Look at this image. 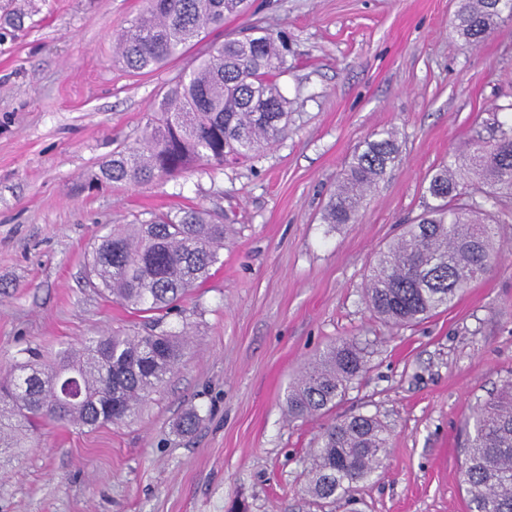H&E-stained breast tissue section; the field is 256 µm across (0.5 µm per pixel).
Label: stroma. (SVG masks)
<instances>
[{"label": "stroma", "mask_w": 512, "mask_h": 512, "mask_svg": "<svg viewBox=\"0 0 512 512\" xmlns=\"http://www.w3.org/2000/svg\"><path fill=\"white\" fill-rule=\"evenodd\" d=\"M459 0H255L213 40L257 27L287 39L285 136L258 159L149 184L100 180L136 145L182 67L134 75L113 62L144 0H0V370L20 350L52 362L89 339L183 334L176 371L120 425L43 420L0 455V512H469L472 408L512 376V222L491 269L408 328L373 318L363 293L380 249L428 205V175L511 114L512 21L458 37ZM398 162L355 222L323 211L354 151L386 128ZM201 207L229 238L177 312L155 319L88 285L92 244L117 224ZM353 337L366 368L332 413L289 421L307 362ZM197 412L189 433L177 424ZM379 419L390 443L356 506L320 509L308 458L334 418Z\"/></svg>", "instance_id": "35a3bbf8"}]
</instances>
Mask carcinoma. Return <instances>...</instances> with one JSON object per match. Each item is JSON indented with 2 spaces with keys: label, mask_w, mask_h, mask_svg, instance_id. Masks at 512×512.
Listing matches in <instances>:
<instances>
[{
  "label": "carcinoma",
  "mask_w": 512,
  "mask_h": 512,
  "mask_svg": "<svg viewBox=\"0 0 512 512\" xmlns=\"http://www.w3.org/2000/svg\"><path fill=\"white\" fill-rule=\"evenodd\" d=\"M251 0H145L114 42V56L141 74L183 56L230 16L245 15ZM512 16L495 0H460L458 36L478 43ZM288 45L269 33L210 45L178 73L143 130L138 147L115 151L101 173L112 183L174 178L194 165L222 167L254 159L288 126V99L278 78ZM399 157L397 132L383 129L358 148L330 193L327 224L355 220L366 194ZM433 199L397 243L379 252L366 289L369 310L406 326L448 308L471 280L487 273L500 249L494 209L512 202V121L477 138L431 176ZM224 248V224L198 208L153 215L112 229L88 258L96 287L142 312L170 313L207 277ZM177 332L101 336L65 350L49 364L15 362L0 379V450L22 447L21 436L48 418L87 429L134 417L144 400L174 371L182 356ZM364 372V354L343 339L311 361L288 387L292 420L324 414ZM389 432L375 417L331 423L311 449L306 492L333 502L351 499L358 483L382 464ZM463 482L471 512H512V379L473 407Z\"/></svg>",
  "instance_id": "1"
}]
</instances>
